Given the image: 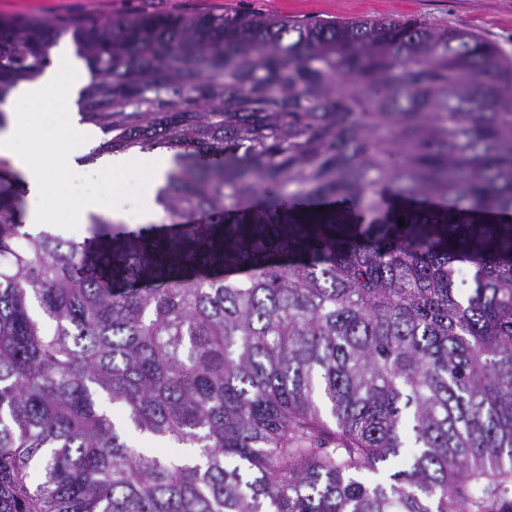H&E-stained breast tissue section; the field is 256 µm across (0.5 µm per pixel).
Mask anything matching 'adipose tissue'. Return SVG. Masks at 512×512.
Returning <instances> with one entry per match:
<instances>
[{"label": "adipose tissue", "instance_id": "obj_1", "mask_svg": "<svg viewBox=\"0 0 512 512\" xmlns=\"http://www.w3.org/2000/svg\"><path fill=\"white\" fill-rule=\"evenodd\" d=\"M90 80L89 68L76 65L68 52L61 51L58 52L57 62L53 67L48 68L37 79L19 82L4 102L0 103V111L5 114V127L0 130V156L10 158L25 176L26 196L32 203L26 225L30 233H37L43 226L54 221L52 214L41 205L43 198L53 188L54 181L39 161L38 147L32 145L25 149L19 148L17 135L23 127L39 121V106L44 99L50 96L60 97L62 111L59 120L66 130L61 155L67 169L77 168L79 159L89 154L101 142L96 126L81 121L76 106L81 84ZM144 159L150 163L151 177L141 186L140 218L143 223L150 224L160 218L154 197L157 188L173 169V153L152 152L145 155L137 152L117 155L111 157L103 170L108 175L116 170L130 172Z\"/></svg>", "mask_w": 512, "mask_h": 512}]
</instances>
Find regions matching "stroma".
Wrapping results in <instances>:
<instances>
[{
  "label": "stroma",
  "mask_w": 512,
  "mask_h": 512,
  "mask_svg": "<svg viewBox=\"0 0 512 512\" xmlns=\"http://www.w3.org/2000/svg\"><path fill=\"white\" fill-rule=\"evenodd\" d=\"M250 11L300 19H336L358 16L394 18L413 16L435 26L462 28L477 33L512 57V0H0L4 17H39L46 20H106L142 13H213ZM63 128L48 129L36 123L19 133L22 144L39 148L44 167L61 179V192H50L45 208L59 222L69 212L60 197H76L106 177L97 168L70 171L62 166L59 145Z\"/></svg>",
  "instance_id": "obj_1"
}]
</instances>
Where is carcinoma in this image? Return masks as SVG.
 I'll list each match as a JSON object with an SVG mask.
<instances>
[{"instance_id":"1","label":"carcinoma","mask_w":512,"mask_h":512,"mask_svg":"<svg viewBox=\"0 0 512 512\" xmlns=\"http://www.w3.org/2000/svg\"><path fill=\"white\" fill-rule=\"evenodd\" d=\"M65 35L88 158L176 165L168 223L75 242L0 157V512H512V60L415 18L0 19V102ZM102 406L111 416L114 423L123 429L127 442L132 448H136L138 451L143 453H152L157 448H161L159 447L160 445L145 438L137 431L126 425V411L122 406L112 404L107 400L102 401Z\"/></svg>"}]
</instances>
